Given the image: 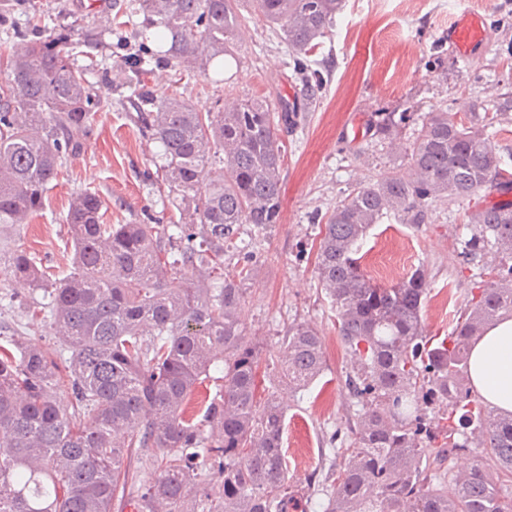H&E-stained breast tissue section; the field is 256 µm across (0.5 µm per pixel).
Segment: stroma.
<instances>
[{"mask_svg": "<svg viewBox=\"0 0 512 512\" xmlns=\"http://www.w3.org/2000/svg\"><path fill=\"white\" fill-rule=\"evenodd\" d=\"M77 0H0V46H15L14 27H29L33 40L58 33L74 67L82 69L97 102L93 124L79 133L78 148L63 175L48 184L43 210L28 224L9 232L11 244L35 256L51 278L72 266L73 245L66 223L72 196L98 193L112 224L178 222L174 194L165 185L160 143L141 132L133 94L126 82L138 52L156 54L137 0H112L109 15L77 7ZM480 12L493 36L478 57L449 53L440 35L461 9ZM243 19L236 55L207 70L170 65L156 59L145 81L156 97L179 96L201 110H223L227 97L264 99L298 97L291 79L293 62L286 45L256 11L241 0ZM316 58L323 76L319 98L300 115L287 137L282 220L270 233L240 227L237 246L257 248L261 258L245 283L242 319L263 348L278 356L288 326L305 322L324 342L325 367L308 390L281 389L287 408L283 452L289 483L302 487L322 512V494L310 477L331 484L338 460L329 443L332 433L350 440L358 408L346 389L355 358L336 334L335 313L315 270L321 220L360 183L399 172L401 152L372 139L368 127L383 112L409 116L403 131L411 136L424 115L443 111L463 119L473 104L492 105L498 94L512 92V0H346L330 37ZM487 190L467 198L437 201L422 224L383 218L367 235L361 265L373 282L389 286L415 268L427 274L429 291L422 308L431 336L451 333L470 299L484 282L506 273L512 258L486 254L466 263L460 251L469 234L466 215L491 202ZM7 254L0 252V325L26 344L52 343L44 315V287L8 279Z\"/></svg>", "mask_w": 512, "mask_h": 512, "instance_id": "obj_1", "label": "stroma"}]
</instances>
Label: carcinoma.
I'll list each match as a JSON object with an SVG mask.
<instances>
[{"label": "carcinoma", "mask_w": 512, "mask_h": 512, "mask_svg": "<svg viewBox=\"0 0 512 512\" xmlns=\"http://www.w3.org/2000/svg\"><path fill=\"white\" fill-rule=\"evenodd\" d=\"M240 0H138L144 21L170 37V63L231 55L242 25ZM297 64L314 100L323 81L305 58L332 33L345 0H255ZM67 34L0 51L10 62L0 86V240L40 213L75 134L93 119L90 85L69 63ZM142 129L163 147L161 166L179 196V224H106L104 200L75 194L67 213L72 271L48 292L54 346L0 338V512H290L282 384L294 392L323 372V340L305 322L288 327L278 361L241 319L252 257L224 272V253L242 224L266 231L282 213L285 136L305 105L279 98L233 101L202 111L175 96L158 99L135 80ZM512 112L507 93L457 122L429 112L409 145L403 170L357 188L326 217L316 270L337 315L341 342L355 356L346 379L360 406L353 440L340 449L323 512H512V414L483 407L468 386L471 344L512 316V267L472 297L449 336L425 334L424 270L374 284L358 257L372 227L390 214L422 224L438 200L487 189L512 191L509 163L490 129ZM406 113L390 112L374 138L401 139ZM462 255H512V202L467 215ZM184 283L171 285L169 272ZM6 275L40 285L44 271L23 250ZM69 357H64L63 352ZM269 367L260 387L261 365ZM224 385L204 396L201 419L186 406L210 372ZM70 400L62 403L60 388ZM439 402L448 423L434 431L417 415ZM478 440L485 455L459 474L445 463ZM152 466L138 480L133 456ZM453 489H448V486Z\"/></svg>", "instance_id": "carcinoma-1"}]
</instances>
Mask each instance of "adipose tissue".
<instances>
[{
	"mask_svg": "<svg viewBox=\"0 0 512 512\" xmlns=\"http://www.w3.org/2000/svg\"><path fill=\"white\" fill-rule=\"evenodd\" d=\"M468 375L474 391L491 408L512 413V317L488 326L473 343Z\"/></svg>",
	"mask_w": 512,
	"mask_h": 512,
	"instance_id": "ef3b65f1",
	"label": "adipose tissue"
}]
</instances>
